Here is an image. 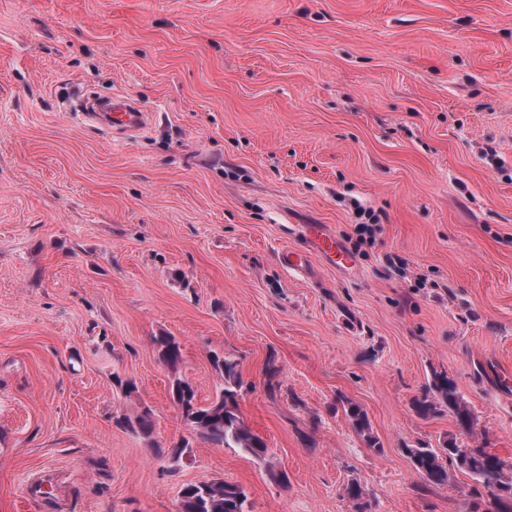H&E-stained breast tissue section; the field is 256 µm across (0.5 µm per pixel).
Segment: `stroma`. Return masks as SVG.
<instances>
[{
    "instance_id": "35a3bbf8",
    "label": "stroma",
    "mask_w": 512,
    "mask_h": 512,
    "mask_svg": "<svg viewBox=\"0 0 512 512\" xmlns=\"http://www.w3.org/2000/svg\"><path fill=\"white\" fill-rule=\"evenodd\" d=\"M82 89L151 122L102 130ZM364 211L354 268L311 252L303 225ZM215 352L287 484L171 401L176 375L214 399ZM436 371L512 472V0H0V512H177L214 479L251 512H350L351 481L370 512H471L468 475L406 453L458 434L412 408ZM144 409L151 437L120 426ZM156 346L159 359L172 370L177 369L182 360V352L176 339L172 336H159L156 338ZM343 410L352 428L365 438L370 448H379V441L371 433L370 423L364 409L353 402L343 401Z\"/></svg>"
}]
</instances>
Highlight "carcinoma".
Masks as SVG:
<instances>
[{
	"label": "carcinoma",
	"instance_id": "1",
	"mask_svg": "<svg viewBox=\"0 0 512 512\" xmlns=\"http://www.w3.org/2000/svg\"><path fill=\"white\" fill-rule=\"evenodd\" d=\"M159 359L175 370L182 360L180 344L172 336L156 338ZM215 369L224 380L219 395L205 405L198 403L195 391L185 380L176 377L170 386L171 398L178 401L182 417L203 440L221 447L239 448L254 460L267 465L271 478L280 483H288V475L268 465V447L244 422L238 410V397L241 389L237 363L216 353L211 355ZM446 408L459 431L466 435L474 433V417L467 408L455 382L444 374H433L432 382L421 394L413 399L415 412L427 418ZM343 410L352 428L365 438L370 448L379 447V441L371 433L370 423L364 409L353 402H343ZM119 424L145 437L153 432L151 411L126 416ZM412 467L416 473L435 486L448 484V468L452 467L467 474L472 484L467 487V496L473 500L475 509L486 502L508 512L512 509V477L504 472L502 460L485 444L462 445L450 438L434 448L419 443L406 448ZM182 512H250L248 495L237 483L223 479L210 482L187 484L180 491ZM344 497L351 504V512H368L370 503L360 484L346 485Z\"/></svg>",
	"mask_w": 512,
	"mask_h": 512
}]
</instances>
